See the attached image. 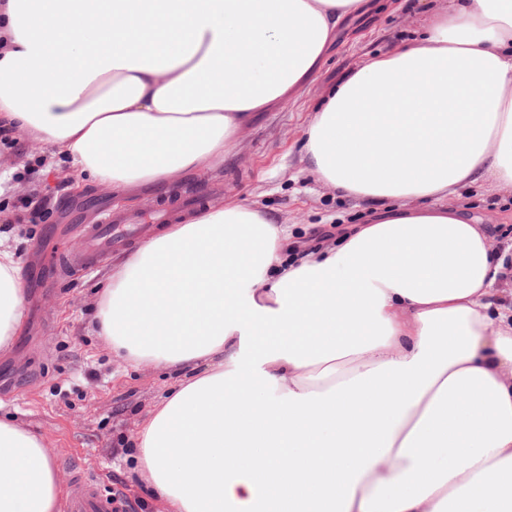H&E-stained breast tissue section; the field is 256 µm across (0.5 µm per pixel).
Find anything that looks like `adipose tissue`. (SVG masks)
I'll use <instances>...</instances> for the list:
<instances>
[{
    "mask_svg": "<svg viewBox=\"0 0 512 512\" xmlns=\"http://www.w3.org/2000/svg\"><path fill=\"white\" fill-rule=\"evenodd\" d=\"M367 0H0V127L75 189L223 164ZM317 180L371 206L335 245L231 202L115 263L95 318L134 365L185 376L134 456L156 512H512L506 251L447 199L512 190V0H450L314 112ZM25 319L0 243V351ZM41 435L0 418V512H59Z\"/></svg>",
    "mask_w": 512,
    "mask_h": 512,
    "instance_id": "adipose-tissue-1",
    "label": "adipose tissue"
}]
</instances>
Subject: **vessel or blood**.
<instances>
[{
    "label": "vessel or blood",
    "instance_id": "obj_1",
    "mask_svg": "<svg viewBox=\"0 0 512 512\" xmlns=\"http://www.w3.org/2000/svg\"><path fill=\"white\" fill-rule=\"evenodd\" d=\"M170 213L171 207L166 203L148 216L138 212H104L95 223L83 228L87 249L92 254H104L113 243L136 237L141 224L169 223ZM123 508L122 497L103 488L100 474L85 471L75 474L66 500V512H122Z\"/></svg>",
    "mask_w": 512,
    "mask_h": 512
}]
</instances>
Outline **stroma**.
I'll list each match as a JSON object with an SVG mask.
<instances>
[{
	"instance_id": "stroma-1",
	"label": "stroma",
	"mask_w": 512,
	"mask_h": 512,
	"mask_svg": "<svg viewBox=\"0 0 512 512\" xmlns=\"http://www.w3.org/2000/svg\"><path fill=\"white\" fill-rule=\"evenodd\" d=\"M436 0H370L361 15L342 20L323 63L288 98L254 113L222 166L174 177L169 185L139 189L120 204L110 188L74 192L67 165L48 143L16 134L15 147L0 145V236L15 252L25 288L23 331L10 351L0 352V411L40 434L63 483L74 466L101 470L106 485L130 503L155 512L133 468L140 424L180 378L171 370L132 367L98 336L93 309L112 264L113 250L94 268L58 278L56 264L87 249L83 224L99 211L119 207L150 214L160 202L196 191L201 206L235 201L262 209L289 226L297 241L320 243L331 226L365 223L366 203L317 181L302 157V140L313 113L329 91L368 60L417 37ZM42 202L37 214L18 208L19 198ZM448 202L484 216L496 242L512 240V193L492 185L467 187Z\"/></svg>"
}]
</instances>
